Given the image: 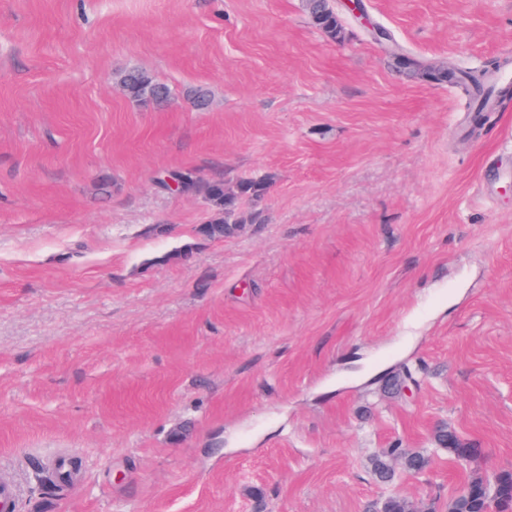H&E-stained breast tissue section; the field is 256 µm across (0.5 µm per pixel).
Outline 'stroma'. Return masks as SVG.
<instances>
[{
    "label": "stroma",
    "instance_id": "stroma-1",
    "mask_svg": "<svg viewBox=\"0 0 512 512\" xmlns=\"http://www.w3.org/2000/svg\"><path fill=\"white\" fill-rule=\"evenodd\" d=\"M361 4L332 0L333 38L302 0H0L12 512H425L512 470V97L474 120L371 36L512 79V0ZM127 69L170 101L130 100ZM171 169L273 183L212 239ZM397 445L432 465L379 483ZM123 83V92L125 95L136 102L149 93L158 94L163 97L160 105L167 103L171 97V91L167 84L153 79L148 74L139 70H129L120 77ZM158 104V105H159ZM433 441L448 451V454L463 459H478L483 455V448L474 443L461 439L456 432L441 426L436 429Z\"/></svg>",
    "mask_w": 512,
    "mask_h": 512
}]
</instances>
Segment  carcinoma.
Listing matches in <instances>:
<instances>
[{"instance_id":"carcinoma-1","label":"carcinoma","mask_w":512,"mask_h":512,"mask_svg":"<svg viewBox=\"0 0 512 512\" xmlns=\"http://www.w3.org/2000/svg\"><path fill=\"white\" fill-rule=\"evenodd\" d=\"M303 2L308 16L319 29L333 38L340 33L338 15L327 0H303ZM390 55L395 64L411 76L427 82L448 81L455 84L468 98L467 111L479 114L489 111L488 102L495 89L489 86L486 71L450 70L445 66L425 64L399 49L393 50ZM120 80L123 83V92L134 102L149 93L162 96L164 104L170 100L169 86L142 71L129 70L121 75ZM171 180L176 183V191L180 193L203 191L208 205L213 210V216L208 220L211 227L204 230V233L212 238L230 235L234 232L235 225L252 220V217L242 209V202L264 197L271 185V180L268 177L243 178L237 183L238 197L226 199L224 198V183L217 181L204 183L192 171H168L157 179V184L168 190ZM434 440L437 445L447 450L448 454L458 458L471 460L478 459L483 455V449L472 442L461 439L456 432L446 426L436 429ZM389 455L399 456L402 466L411 472L430 463L429 457L424 453L406 448H393ZM373 468L381 482L390 484L394 481L395 470L390 458L375 460ZM494 477L499 483L495 512H512V471H498L494 473ZM486 481L487 478L479 474L464 481L462 489L466 490V493L448 500V512H480L485 508L483 485Z\"/></svg>"}]
</instances>
